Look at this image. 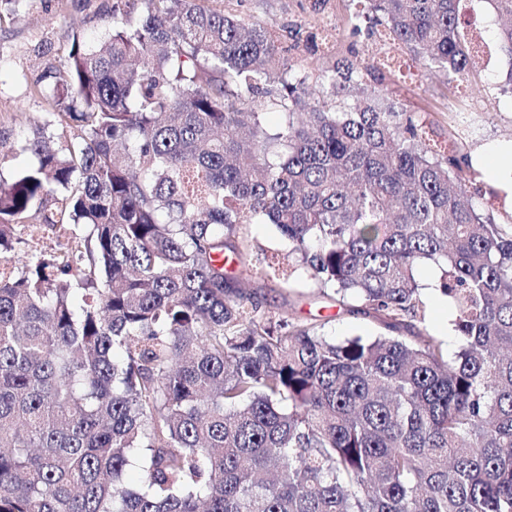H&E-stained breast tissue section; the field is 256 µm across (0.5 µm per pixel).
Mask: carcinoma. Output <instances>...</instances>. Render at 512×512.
<instances>
[{"instance_id": "cac0c4a2", "label": "carcinoma", "mask_w": 512, "mask_h": 512, "mask_svg": "<svg viewBox=\"0 0 512 512\" xmlns=\"http://www.w3.org/2000/svg\"><path fill=\"white\" fill-rule=\"evenodd\" d=\"M226 2L113 0L35 88L36 163L0 178V512H512V223L475 203L466 133L438 149L349 64L312 86L267 69L278 37ZM371 2L467 81L466 0ZM487 2L512 86V0ZM32 218L71 247L16 268ZM253 224L288 266L254 272ZM424 265L451 358L429 335L338 341L243 288H313L394 329ZM251 227L255 243L265 250L268 259L272 254H279L281 257L288 255V242L279 236L273 225L253 224Z\"/></svg>"}]
</instances>
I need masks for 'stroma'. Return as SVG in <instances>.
Masks as SVG:
<instances>
[{"label": "stroma", "instance_id": "1", "mask_svg": "<svg viewBox=\"0 0 512 512\" xmlns=\"http://www.w3.org/2000/svg\"><path fill=\"white\" fill-rule=\"evenodd\" d=\"M111 7L112 0H22L16 12L0 13V129L9 133L13 145L0 157V176L10 177L34 164V156L22 146L48 110L34 87L46 83L49 72L63 63L70 32L99 36ZM233 7L245 21L264 22L278 33L282 50L275 56L272 69L286 66L301 76L337 62H350L364 71L362 88L366 94L383 96L396 111L425 115L432 124L434 140H447L463 121L474 129L467 139L466 154H473L491 140L512 139V95L502 90L507 58L496 39L498 25L487 0H470L464 11L465 30L485 41L491 51L489 60L475 59L470 79L464 83L424 66L386 38L354 34V25H369L368 20L356 18L363 8L361 0H235ZM328 23L335 28L336 44L333 55L325 56L306 44L305 37ZM388 54L396 57L395 66L383 69L380 79L367 76V69ZM16 235L20 243L14 262L19 267L31 254H59L70 243L67 233L48 226L40 228L36 242L25 227H17ZM434 275L433 267L420 268L425 315L406 318L400 333L438 337L453 352L458 348L452 332L455 310L429 289ZM259 294L274 310L299 320L320 319L326 333L340 340L369 338L385 331L384 326L343 310L310 288L280 284L260 289Z\"/></svg>", "mask_w": 512, "mask_h": 512}]
</instances>
